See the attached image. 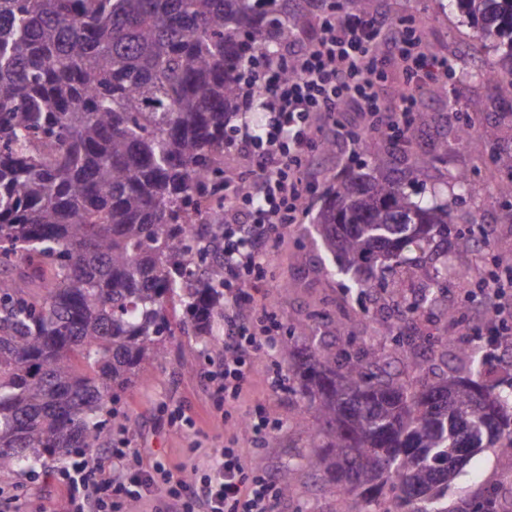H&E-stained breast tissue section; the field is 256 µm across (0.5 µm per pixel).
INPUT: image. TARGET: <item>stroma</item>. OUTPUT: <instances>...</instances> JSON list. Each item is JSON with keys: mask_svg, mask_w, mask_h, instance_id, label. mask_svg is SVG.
<instances>
[{"mask_svg": "<svg viewBox=\"0 0 512 512\" xmlns=\"http://www.w3.org/2000/svg\"><path fill=\"white\" fill-rule=\"evenodd\" d=\"M378 11L394 18H412L425 30L429 54L450 60L452 69L447 77L427 79L418 106L421 119L405 141L367 133L356 158H349L348 146L340 142L317 155L319 169L308 210L279 241L252 294L259 302H270L280 335H287L299 323L330 314L343 323L335 332L337 349L391 346L384 326L393 321L396 308L381 304L388 290H371L359 298L348 294L339 277L327 274L332 256L312 224L334 177L348 171L370 172L374 154H386L398 169L422 163L417 186L421 199L448 206L457 216L458 228L485 237L484 250L469 253L466 259L469 277H445L438 303L405 324L414 340L418 365L410 370L395 361L390 371L403 380L421 378L431 383L441 377L468 375L469 361L456 348L434 345L432 339L457 333L459 317L471 302L477 279L492 270V257L512 255V199L497 191L501 183L512 179V100L501 97L475 75L474 59L496 60L492 44L477 37L467 19L442 6L440 0H379ZM465 117L471 121L473 134L495 129L497 138L491 149L477 151L458 140L459 123ZM443 140L448 143L447 157L428 164V157ZM460 173L477 186L476 194L458 198L453 178ZM299 253L307 254V264L295 263ZM219 358L214 349L199 352L194 337L167 339L161 361L141 371L135 383L120 393L116 415L108 425L112 439L128 440L143 460L160 459L176 472L193 466L206 470L213 449L227 445L245 449L272 475L297 462L316 415L284 386L287 361L274 350L259 354L239 399L227 400L214 393L208 379L212 363ZM247 410L273 420L274 433L265 442H253L237 429L241 412ZM511 465L497 448L482 449L449 487V505L491 491L498 495L500 512H512V498L501 493ZM59 466V461L50 460L31 474L0 470V512H59L67 493L64 480L55 475ZM300 505L309 512H339L342 495L304 470L298 474L293 494L275 492L272 512H295Z\"/></svg>", "mask_w": 512, "mask_h": 512, "instance_id": "obj_1", "label": "stroma"}]
</instances>
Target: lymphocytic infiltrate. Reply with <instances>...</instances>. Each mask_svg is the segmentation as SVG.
Masks as SVG:
<instances>
[{
    "instance_id": "f902f5d3",
    "label": "lymphocytic infiltrate",
    "mask_w": 512,
    "mask_h": 512,
    "mask_svg": "<svg viewBox=\"0 0 512 512\" xmlns=\"http://www.w3.org/2000/svg\"><path fill=\"white\" fill-rule=\"evenodd\" d=\"M388 60L403 63L413 80L394 108L379 92L382 65ZM290 67L294 75L283 77V70ZM450 67L448 59L427 57L417 28L349 9L322 15L311 38H296L256 68L264 134H242L239 143L257 156V166L243 175L242 188L224 190V214L229 219L219 247L224 258V360L216 376L225 393L238 396L255 357L275 345L271 326L251 328L244 323L253 303L250 277L287 233L312 185L310 153L319 133L310 124L311 116L330 117L351 103L367 132L386 130L395 138L407 137L425 78ZM510 281L508 264L503 275L482 281L478 290L483 317L500 332L505 329L501 315ZM210 469V475L199 479L191 472H173L158 461L129 482H113L101 478L97 458L85 455L60 469L68 488L63 512H103L101 491L142 498L159 483L168 485L170 495L189 496L205 512H270L271 480L256 476L253 459L240 449H216Z\"/></svg>"
}]
</instances>
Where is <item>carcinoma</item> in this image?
I'll return each mask as SVG.
<instances>
[{"instance_id":"1","label":"carcinoma","mask_w":512,"mask_h":512,"mask_svg":"<svg viewBox=\"0 0 512 512\" xmlns=\"http://www.w3.org/2000/svg\"><path fill=\"white\" fill-rule=\"evenodd\" d=\"M320 0H0V469L34 471L104 439L112 403L163 356L166 338L220 346L224 266L213 244L239 175L213 167L234 143L232 121L259 100L250 77L296 37ZM373 15L377 0H336ZM512 74V0H452ZM350 174L330 186L315 229L360 293L448 239L456 215L416 201L415 166L395 177ZM205 225L196 236L186 226ZM472 234L458 233L459 271ZM408 318L437 299L448 260ZM289 366V389L317 415L307 450L279 474L292 492L307 469L336 485L343 512H448L458 448L498 445L512 457V389L492 391L481 361L435 383L398 382L375 368L393 347L343 351L322 343Z\"/></svg>"}]
</instances>
